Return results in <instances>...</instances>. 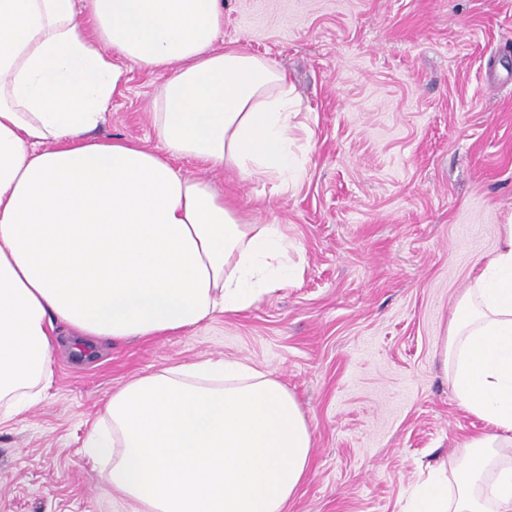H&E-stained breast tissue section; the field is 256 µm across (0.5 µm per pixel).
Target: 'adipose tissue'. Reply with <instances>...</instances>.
<instances>
[{"label": "adipose tissue", "instance_id": "obj_1", "mask_svg": "<svg viewBox=\"0 0 512 512\" xmlns=\"http://www.w3.org/2000/svg\"><path fill=\"white\" fill-rule=\"evenodd\" d=\"M224 0H0V424L52 376L57 324L90 341L168 336L239 314L297 275L281 225L205 178L304 176L301 100L268 58L219 45ZM165 79V151L105 142L122 66ZM460 297L439 351L481 424L403 512H512V224ZM88 455L123 512H287L313 432L288 388L243 361L177 364L113 391Z\"/></svg>", "mask_w": 512, "mask_h": 512}]
</instances>
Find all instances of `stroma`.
I'll list each match as a JSON object with an SVG mask.
<instances>
[{
	"instance_id": "obj_1",
	"label": "stroma",
	"mask_w": 512,
	"mask_h": 512,
	"mask_svg": "<svg viewBox=\"0 0 512 512\" xmlns=\"http://www.w3.org/2000/svg\"><path fill=\"white\" fill-rule=\"evenodd\" d=\"M224 46L288 73L305 176L283 195L178 166L284 225L302 273L246 312L87 361L58 326L41 400L0 426V512H118L84 440L113 390L176 364L246 360L295 394L314 446L288 512H401L480 427L438 350L512 215V0H224ZM163 80L126 65L96 137L162 151Z\"/></svg>"
}]
</instances>
